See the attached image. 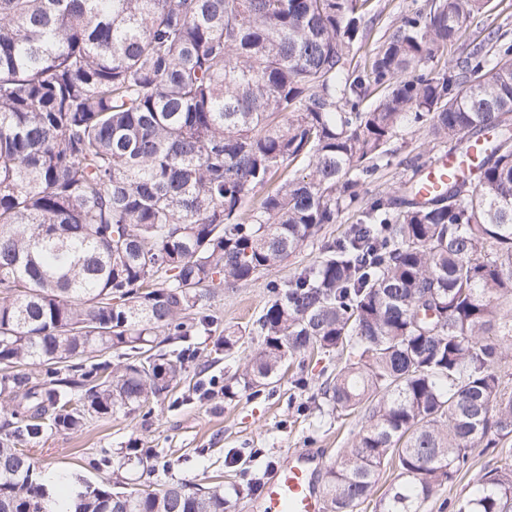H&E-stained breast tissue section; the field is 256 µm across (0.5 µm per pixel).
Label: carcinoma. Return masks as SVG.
Here are the masks:
<instances>
[{
  "label": "carcinoma",
  "instance_id": "carcinoma-1",
  "mask_svg": "<svg viewBox=\"0 0 512 512\" xmlns=\"http://www.w3.org/2000/svg\"><path fill=\"white\" fill-rule=\"evenodd\" d=\"M367 2L0 0V512H230L220 482L141 488L106 454L112 475H60V494L30 446L152 411L219 329V291L336 223L405 127L461 157L494 140L476 178L425 200L431 155L410 158L212 362L261 337L236 378L257 396L287 361L349 352L319 393L363 425L324 466V512H355L389 464L375 512H421L473 448L512 438V31L438 67L485 0H423L360 69ZM449 507L512 512V461Z\"/></svg>",
  "mask_w": 512,
  "mask_h": 512
}]
</instances>
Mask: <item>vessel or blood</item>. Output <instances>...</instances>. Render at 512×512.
<instances>
[{
	"label": "vessel or blood",
	"mask_w": 512,
	"mask_h": 512,
	"mask_svg": "<svg viewBox=\"0 0 512 512\" xmlns=\"http://www.w3.org/2000/svg\"><path fill=\"white\" fill-rule=\"evenodd\" d=\"M468 167L454 155L443 156L429 166L422 196L440 191ZM320 460L307 452L293 453L287 464L277 468L262 486L258 500L263 512H323L322 498L314 484Z\"/></svg>",
	"instance_id": "b4317fda"
}]
</instances>
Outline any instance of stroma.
<instances>
[{"instance_id":"obj_1","label":"stroma","mask_w":512,"mask_h":512,"mask_svg":"<svg viewBox=\"0 0 512 512\" xmlns=\"http://www.w3.org/2000/svg\"><path fill=\"white\" fill-rule=\"evenodd\" d=\"M410 3L411 0H369L371 32L353 46L351 56L355 64L366 62L381 36ZM392 147L395 154L391 165L381 168L374 182L365 187L362 201L397 187L405 177L403 162L428 149L429 139L424 132L405 130ZM357 217V207L343 210L337 223L325 225L319 239L272 270L270 279L286 280L298 267L310 264L321 243L343 235ZM266 299L265 284L258 281L221 291L212 306L222 325L245 327L259 316ZM259 344V337L245 336L233 357L213 364L202 359L190 363L188 383H224L241 372L247 357ZM341 362L338 355L307 361L306 384L300 388L293 384L295 369L286 368L278 382L257 396L242 391L231 399L220 393L202 399L194 394L177 403L169 398L158 401L148 414L136 412L108 420L92 419L84 430L61 431L43 439L34 445L32 453L52 470L78 473L96 481L105 475L97 467L102 450L117 453L136 442L140 447L159 451L167 460L166 467L149 475V482L206 484L220 479L239 490L233 498L232 512H260L250 488L270 477L275 466L286 464L290 452L308 449L321 452L327 459L347 447L359 431L358 417L339 418L318 410L313 403L324 371L334 370ZM507 455H512V440L501 448L474 449L469 471L453 483L439 487L424 503L423 512H449V502L469 491L473 477Z\"/></svg>"}]
</instances>
